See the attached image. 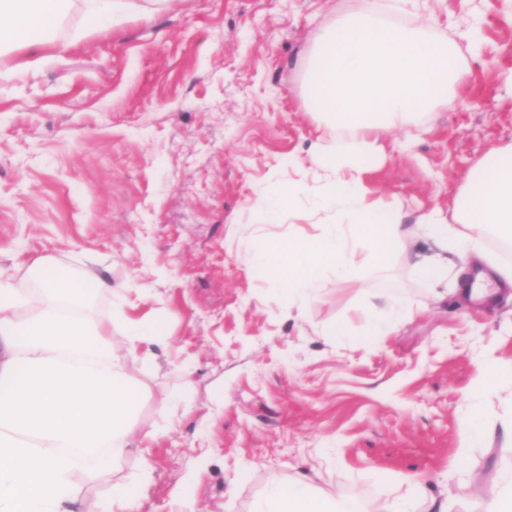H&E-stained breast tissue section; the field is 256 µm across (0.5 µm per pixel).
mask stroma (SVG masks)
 <instances>
[{
    "mask_svg": "<svg viewBox=\"0 0 512 512\" xmlns=\"http://www.w3.org/2000/svg\"><path fill=\"white\" fill-rule=\"evenodd\" d=\"M364 3L168 0L106 31L73 11L41 63L0 53V275L46 256L93 271V318L111 323L122 297L162 335L126 362L139 390L126 457L93 482L74 473L73 512L136 475L145 446L141 512H251L302 477L372 512L418 484L417 512H482L484 478L512 474V288L475 301L458 278L494 266L452 255L447 280L426 281L415 263L438 248L417 232L301 310L233 246L254 230L318 234L320 183L288 161L336 136L303 108V65L319 31ZM429 11L464 64L455 105L390 131L365 177L410 225L451 217L477 164L512 144V0ZM291 177L292 208L262 223L257 194ZM393 300L413 314L376 335L369 319Z\"/></svg>",
    "mask_w": 512,
    "mask_h": 512,
    "instance_id": "obj_1",
    "label": "stroma"
}]
</instances>
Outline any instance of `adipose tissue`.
<instances>
[{
    "mask_svg": "<svg viewBox=\"0 0 512 512\" xmlns=\"http://www.w3.org/2000/svg\"><path fill=\"white\" fill-rule=\"evenodd\" d=\"M149 0H0V44L41 61L49 36L72 9L93 24L145 11ZM433 18L395 23L368 8L316 37L303 69V103L336 133V145L310 154L321 170L317 207L327 214L313 238L241 247L266 278L307 304L331 281L356 276L364 260L387 261L404 247V213L374 196L364 177L383 148L384 130L436 108H450L461 78L454 42L433 35ZM440 249L465 256L469 227L512 243V146L494 151L464 186L453 220L441 211L418 221ZM42 299L28 310V287ZM101 288L90 271L62 274L39 258L24 281L0 279V512H71L73 471L115 468L131 444L138 391L125 362L157 336L142 319H127L126 350L85 308ZM253 512H358L356 504L319 493L304 480L272 487Z\"/></svg>",
    "mask_w": 512,
    "mask_h": 512,
    "instance_id": "ef3b65f1",
    "label": "adipose tissue"
}]
</instances>
